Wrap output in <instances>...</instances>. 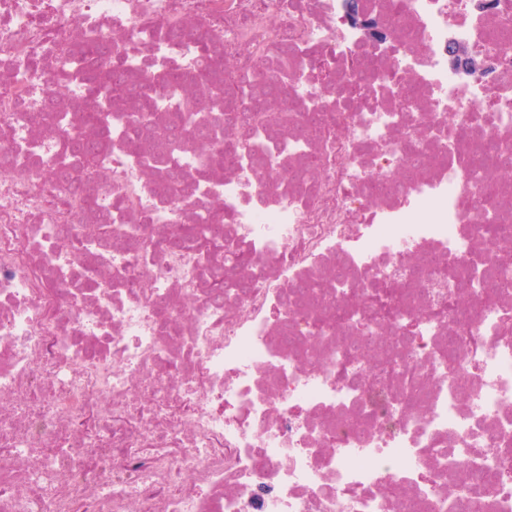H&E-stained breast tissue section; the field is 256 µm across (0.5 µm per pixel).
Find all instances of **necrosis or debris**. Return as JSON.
I'll list each match as a JSON object with an SVG mask.
<instances>
[{"label":"necrosis or debris","instance_id":"4bbe7bcc","mask_svg":"<svg viewBox=\"0 0 512 512\" xmlns=\"http://www.w3.org/2000/svg\"><path fill=\"white\" fill-rule=\"evenodd\" d=\"M360 3L383 39L349 23L345 0H0V512H448L449 469L485 461L495 481L470 498L512 512V462L496 461L512 447V288L451 302L459 278L488 272L491 242L468 224L486 202L472 160L512 132V48H491L512 0ZM208 23L229 98L288 47L269 109L295 106L303 126L260 150L223 126L234 163L195 177V141L157 171L127 150L129 100L84 188L44 185L62 141L101 138L79 122L94 100L57 79L72 49L100 42L129 81L179 67V90L155 96L161 126L186 101L216 109L193 79ZM454 43L489 51L487 70H450ZM45 54L51 72L32 70ZM315 54L333 85L311 80ZM23 100L47 120L30 123ZM172 175L182 191L167 197ZM101 183L108 238L78 203ZM213 206L237 236L221 272L247 276V293L214 298L198 247L169 234ZM406 259L419 278L399 276ZM302 280L318 295L286 307ZM319 313L341 316L336 333ZM356 336L386 337L406 374L364 381Z\"/></svg>","mask_w":512,"mask_h":512}]
</instances>
